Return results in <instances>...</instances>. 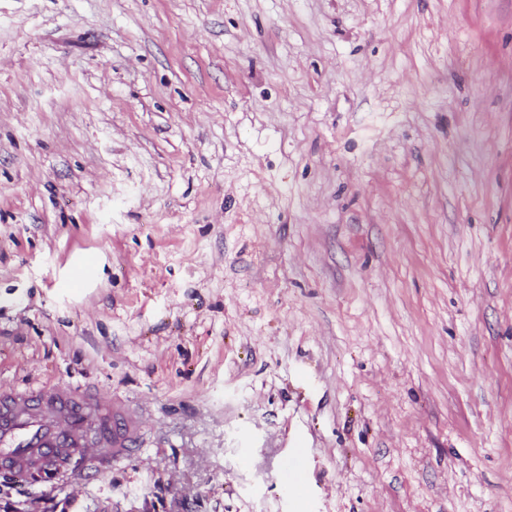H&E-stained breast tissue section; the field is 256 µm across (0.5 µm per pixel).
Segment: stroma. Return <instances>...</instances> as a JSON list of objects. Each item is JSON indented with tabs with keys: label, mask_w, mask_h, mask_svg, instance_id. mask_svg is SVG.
Listing matches in <instances>:
<instances>
[{
	"label": "stroma",
	"mask_w": 512,
	"mask_h": 512,
	"mask_svg": "<svg viewBox=\"0 0 512 512\" xmlns=\"http://www.w3.org/2000/svg\"><path fill=\"white\" fill-rule=\"evenodd\" d=\"M140 409L0 512H512V0H0V388Z\"/></svg>",
	"instance_id": "1"
}]
</instances>
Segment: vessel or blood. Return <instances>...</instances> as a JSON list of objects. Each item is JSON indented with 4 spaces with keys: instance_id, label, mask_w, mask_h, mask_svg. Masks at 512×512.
<instances>
[{
    "instance_id": "obj_1",
    "label": "vessel or blood",
    "mask_w": 512,
    "mask_h": 512,
    "mask_svg": "<svg viewBox=\"0 0 512 512\" xmlns=\"http://www.w3.org/2000/svg\"><path fill=\"white\" fill-rule=\"evenodd\" d=\"M92 398L73 388L52 394L0 393V461L13 465L17 475L37 473L32 458H55L60 449L75 448L84 466L102 465L115 456L132 453L137 446L140 420L123 404L112 403V429L100 443L83 445L81 436L90 418Z\"/></svg>"
}]
</instances>
